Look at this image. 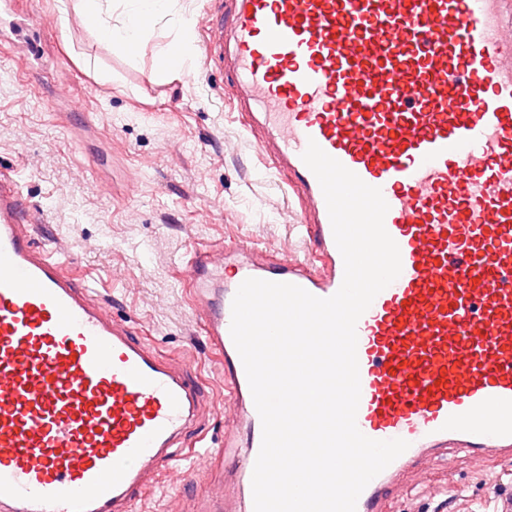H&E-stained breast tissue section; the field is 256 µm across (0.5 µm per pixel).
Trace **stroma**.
Instances as JSON below:
<instances>
[{"label": "stroma", "instance_id": "obj_1", "mask_svg": "<svg viewBox=\"0 0 512 512\" xmlns=\"http://www.w3.org/2000/svg\"><path fill=\"white\" fill-rule=\"evenodd\" d=\"M64 0H0V164L16 168L40 231L92 277L113 315L163 355L196 368L213 408L201 427L221 443L231 414L184 281L193 247L243 242L304 258V217L288 173L269 175L234 82L204 71L193 29L187 75L164 81L157 50L179 22L218 0H172L138 56L99 42ZM214 483L198 462H176L140 512H188ZM512 467L494 455L455 468L426 465L393 489L388 512H503Z\"/></svg>", "mask_w": 512, "mask_h": 512}]
</instances>
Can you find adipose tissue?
<instances>
[{
  "instance_id": "adipose-tissue-1",
  "label": "adipose tissue",
  "mask_w": 512,
  "mask_h": 512,
  "mask_svg": "<svg viewBox=\"0 0 512 512\" xmlns=\"http://www.w3.org/2000/svg\"><path fill=\"white\" fill-rule=\"evenodd\" d=\"M169 9L168 0H138L137 9L122 24L112 22V0H76L82 23L107 45L140 49L144 33Z\"/></svg>"
}]
</instances>
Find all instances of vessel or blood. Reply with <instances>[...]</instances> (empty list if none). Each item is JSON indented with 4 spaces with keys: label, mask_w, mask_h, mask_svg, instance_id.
Wrapping results in <instances>:
<instances>
[{
    "label": "vessel or blood",
    "mask_w": 512,
    "mask_h": 512,
    "mask_svg": "<svg viewBox=\"0 0 512 512\" xmlns=\"http://www.w3.org/2000/svg\"><path fill=\"white\" fill-rule=\"evenodd\" d=\"M206 61L262 104L256 147L301 189L310 260L192 249L188 279L235 422L203 449L191 366L137 338L36 239L0 165V512H135L179 453L223 472L194 512H254L262 426L230 333L242 281L328 298L344 262L309 142L380 188L402 270L357 322L358 429L408 448L356 512L459 448L512 463V0H229ZM235 278L224 276L225 267Z\"/></svg>",
    "instance_id": "b4317fda"
}]
</instances>
